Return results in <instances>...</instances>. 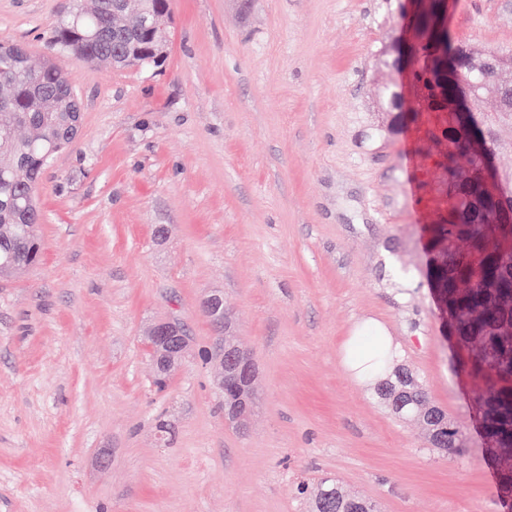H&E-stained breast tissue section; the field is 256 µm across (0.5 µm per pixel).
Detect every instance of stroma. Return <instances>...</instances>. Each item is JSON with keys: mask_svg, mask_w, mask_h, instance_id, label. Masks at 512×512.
I'll list each match as a JSON object with an SVG mask.
<instances>
[{"mask_svg": "<svg viewBox=\"0 0 512 512\" xmlns=\"http://www.w3.org/2000/svg\"><path fill=\"white\" fill-rule=\"evenodd\" d=\"M65 4L0 0V39L41 61ZM394 8L174 0L157 69L56 56L81 121L42 178L40 262L0 278V512H309L296 486L325 477L379 512H504L426 278L448 205L436 118L375 130L376 87L408 83L404 64L375 61L405 35ZM448 25L512 50V0H451ZM214 291L258 368L243 433L200 356ZM169 319L193 355L160 390L147 334ZM356 327L391 337L466 429L462 455L350 376Z\"/></svg>", "mask_w": 512, "mask_h": 512, "instance_id": "1", "label": "stroma"}]
</instances>
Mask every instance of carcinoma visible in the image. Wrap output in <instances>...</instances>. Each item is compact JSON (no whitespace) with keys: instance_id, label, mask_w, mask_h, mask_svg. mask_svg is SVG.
<instances>
[{"instance_id":"carcinoma-1","label":"carcinoma","mask_w":512,"mask_h":512,"mask_svg":"<svg viewBox=\"0 0 512 512\" xmlns=\"http://www.w3.org/2000/svg\"><path fill=\"white\" fill-rule=\"evenodd\" d=\"M173 0H131L112 18V0H74L45 41L52 56L72 53L115 71L160 66L167 58ZM438 0L404 19L415 34L408 48L412 111L434 112L446 147L436 160L448 211L429 228L427 278L441 318L464 356L460 366L478 381L474 414L502 501L512 500V221L496 220V186L480 179L484 152L495 153L496 130L512 123V50L476 49L438 30ZM378 106H402L393 83L378 87ZM493 102L489 111L486 101ZM74 86L50 60L31 63L27 48L0 43V277L39 261L37 192L46 169L70 146L79 126ZM377 401L399 419L417 421L430 447L457 455L464 429L428 397L418 373L392 365L378 351L371 362ZM312 512H376L370 500L323 478L309 495Z\"/></svg>"}]
</instances>
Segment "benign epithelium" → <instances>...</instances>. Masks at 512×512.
Returning a JSON list of instances; mask_svg holds the SVG:
<instances>
[{
    "instance_id": "obj_1",
    "label": "benign epithelium",
    "mask_w": 512,
    "mask_h": 512,
    "mask_svg": "<svg viewBox=\"0 0 512 512\" xmlns=\"http://www.w3.org/2000/svg\"><path fill=\"white\" fill-rule=\"evenodd\" d=\"M203 312L210 317L219 336L229 333L231 321L224 313V296L218 292L209 294L202 302ZM148 340L153 348L157 370L168 373L184 356L187 339L182 328L165 320L149 331ZM217 364V388L225 401V414L244 431L248 428L254 406L253 382L256 371L249 355L234 342L220 344L215 353Z\"/></svg>"
}]
</instances>
